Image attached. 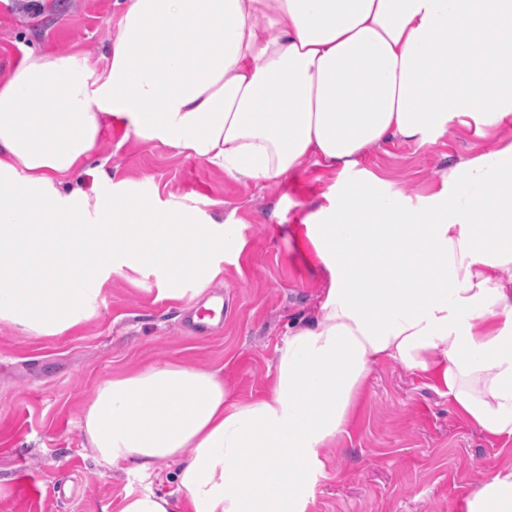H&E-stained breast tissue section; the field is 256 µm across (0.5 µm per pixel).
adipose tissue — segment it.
<instances>
[{
    "label": "adipose tissue",
    "instance_id": "adipose-tissue-1",
    "mask_svg": "<svg viewBox=\"0 0 512 512\" xmlns=\"http://www.w3.org/2000/svg\"><path fill=\"white\" fill-rule=\"evenodd\" d=\"M107 59L33 49L0 74V322L33 337L89 320L123 270L181 299L246 244L153 193L91 197L77 176L103 119L238 181L350 170L370 147L512 114V0H123ZM443 185L415 214L368 186L307 222L324 288L260 397L171 361L99 385L82 427L100 460L177 462L185 512H306L324 448L387 361L512 438V142ZM464 510L512 512V467Z\"/></svg>",
    "mask_w": 512,
    "mask_h": 512
}]
</instances>
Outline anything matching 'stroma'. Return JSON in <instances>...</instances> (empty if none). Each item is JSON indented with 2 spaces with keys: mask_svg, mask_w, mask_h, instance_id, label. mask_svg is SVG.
Instances as JSON below:
<instances>
[{
  "mask_svg": "<svg viewBox=\"0 0 512 512\" xmlns=\"http://www.w3.org/2000/svg\"><path fill=\"white\" fill-rule=\"evenodd\" d=\"M119 19L115 0H0V71L33 48L105 68ZM509 141L512 115L484 133L453 124L421 147L394 140L369 148L350 171L309 161L279 183L257 185L104 122L80 176L85 189L105 198L158 193L166 208L243 225L246 246L195 298H164L154 273L127 270L72 331L35 338L0 323V512H119L126 494L176 493L174 462L140 472L98 461L82 430L97 386L173 361L218 372L237 399L260 396L290 321L315 312L324 286L297 244L305 217L370 180L419 209L449 166ZM102 169L111 183H99ZM212 298L223 300L224 318L196 335L190 319ZM324 461L306 512H463L489 471L512 464V439L474 429L429 381L384 362Z\"/></svg>",
  "mask_w": 512,
  "mask_h": 512,
  "instance_id": "stroma-1",
  "label": "stroma"
}]
</instances>
